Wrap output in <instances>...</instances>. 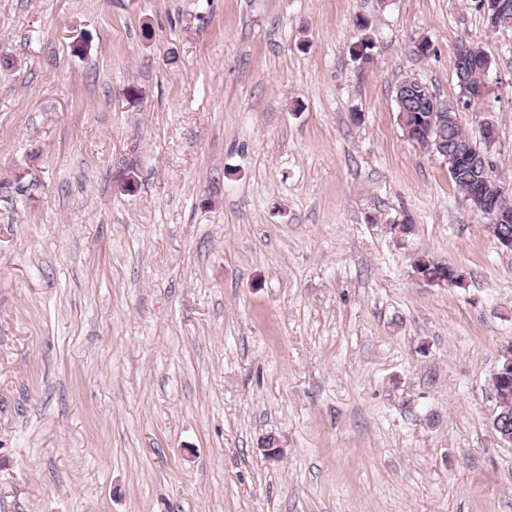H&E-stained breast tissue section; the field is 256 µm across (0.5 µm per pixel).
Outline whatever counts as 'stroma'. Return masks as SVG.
I'll list each match as a JSON object with an SVG mask.
<instances>
[{
    "label": "stroma",
    "instance_id": "obj_1",
    "mask_svg": "<svg viewBox=\"0 0 512 512\" xmlns=\"http://www.w3.org/2000/svg\"><path fill=\"white\" fill-rule=\"evenodd\" d=\"M406 77L512 189L482 0H0V512H512V251ZM476 54L484 56L490 60V66L486 72H481L482 66L475 60ZM491 63L492 61L490 57L479 48L471 46L466 42L458 45L454 65L458 84L462 91V97H465L466 99H475L480 97L477 95L485 88V77L491 67ZM461 64L464 65L465 69L463 77L459 73V70L463 69ZM415 80L416 79L408 78L401 82V84L411 85L412 98L407 99L409 100L407 102L404 99L400 100L403 103L402 105L398 100H396V110L398 112L399 121H402L405 126L414 124L416 129H418V131H416V129L410 131V139L418 143V145L423 149L429 151V143L433 142L437 138V131L441 128L442 140H447L448 142L460 141L467 144V148L459 142H456L454 145L450 144L449 147L452 148L458 160L465 164H470L472 161L473 164L475 163V160H472L469 157V153L473 157H480L485 152L486 153L482 159L484 161L488 160L490 158L489 149L495 141L494 127L490 126L488 128L486 131V138V126L482 133L483 142L477 143L470 138L461 127L457 117V110L454 105L440 100V106L435 108L432 112V105L429 98L434 97L436 100L439 99L432 93L431 89L425 83L420 81L412 83ZM411 101H422L423 103H427L430 106L428 110H431V112H420V114L423 116L432 115V120H427L423 123L419 122L417 120L418 114L414 113L413 108H411L413 105ZM412 132L418 136L412 135ZM443 135H446L447 139ZM486 146L487 151H485ZM436 155L448 166V174L456 189L463 194L464 199L470 202L473 207L474 201L472 195L478 192L485 183L496 187H487L480 190L479 197L482 203L480 209L482 208L485 214L490 215L491 224L501 225L498 229V236L496 239L502 247L512 250V206L510 203V195L507 191L498 187L491 180L490 172L494 167L492 161L490 160L486 165H484L481 160H478L476 168L466 172H461L457 166L455 156L450 151H448V158L440 152H437ZM480 209L478 208V210ZM415 270L420 277L437 285H452L456 280L454 269L428 259H419L415 264Z\"/></svg>",
    "mask_w": 512,
    "mask_h": 512
}]
</instances>
